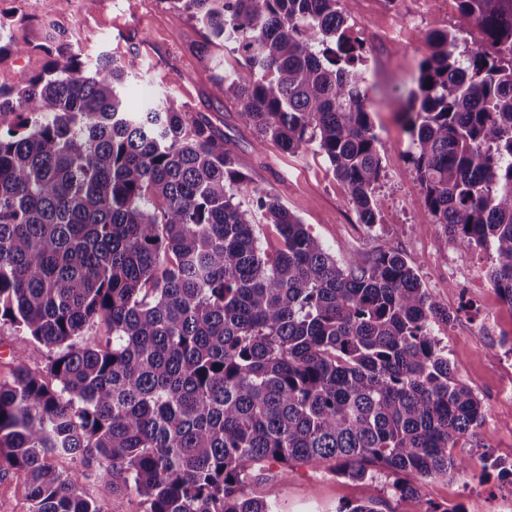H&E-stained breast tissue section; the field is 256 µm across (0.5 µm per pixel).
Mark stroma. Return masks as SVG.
Returning <instances> with one entry per match:
<instances>
[{
    "label": "stroma",
    "mask_w": 512,
    "mask_h": 512,
    "mask_svg": "<svg viewBox=\"0 0 512 512\" xmlns=\"http://www.w3.org/2000/svg\"><path fill=\"white\" fill-rule=\"evenodd\" d=\"M24 8L41 20L73 28L85 56L109 52L143 59L148 72L136 86L137 97L170 89L193 111L210 117L229 140L250 188L278 196L337 260L389 245L405 256L442 305L457 310L460 302H467L469 313H459L448 325L434 324L433 332L458 366L459 379L488 408L482 433L491 455L512 461V401L501 396L512 385V353L478 328L480 320L490 315L498 333L512 334V308L486 285L488 252L462 248L439 225L422 223L423 196L406 156L409 135L398 118L412 87L411 76L426 53L429 33L456 32L472 48L482 42L481 33L459 13L454 0H398L394 6L388 0H345L343 4L349 25L369 48L367 95L373 104L375 131L386 147L385 176L375 194L378 222L371 228L358 223L342 184L323 156L308 150L292 157L270 140L256 148L254 132L239 123L236 105L215 84L219 69H238L236 54L214 46L210 63H201L194 48L205 37L188 13L164 0H98L89 11L73 0L66 12L59 0H25ZM452 263L469 269L470 278H449ZM17 348L24 350L27 366H42L41 346L5 326L0 328V375L7 374L11 352ZM393 481L385 470L375 479L352 481L303 465L285 479L278 465L272 464L259 470L245 492L274 504L278 512H336L340 506L370 499L378 502L381 512H422L428 501L458 504L464 512H488L492 501L512 498V483L480 465L464 477L453 473L425 481L414 497L395 496Z\"/></svg>",
    "instance_id": "stroma-1"
}]
</instances>
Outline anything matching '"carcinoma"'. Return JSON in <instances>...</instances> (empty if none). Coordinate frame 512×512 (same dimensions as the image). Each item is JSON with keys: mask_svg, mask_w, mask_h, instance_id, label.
<instances>
[{"mask_svg": "<svg viewBox=\"0 0 512 512\" xmlns=\"http://www.w3.org/2000/svg\"><path fill=\"white\" fill-rule=\"evenodd\" d=\"M164 2L243 59L249 76L216 82L257 144L325 157L373 228L384 147L341 0ZM454 2L484 43L428 37L407 156L422 220L488 250L512 308V0ZM18 12L0 8V62L46 64L0 84V328L45 357L32 370L19 353L0 377V481L22 479L29 512H118V493L142 512H274L243 492L258 462L356 481L383 467L401 498L474 459L512 479L433 333L455 316L399 250L338 263L278 197L241 200L247 177L209 117L169 91L124 103L138 56L85 62L45 22L44 42L20 41ZM100 325L104 344L88 339Z\"/></svg>", "mask_w": 512, "mask_h": 512, "instance_id": "cac0c4a2", "label": "carcinoma"}]
</instances>
